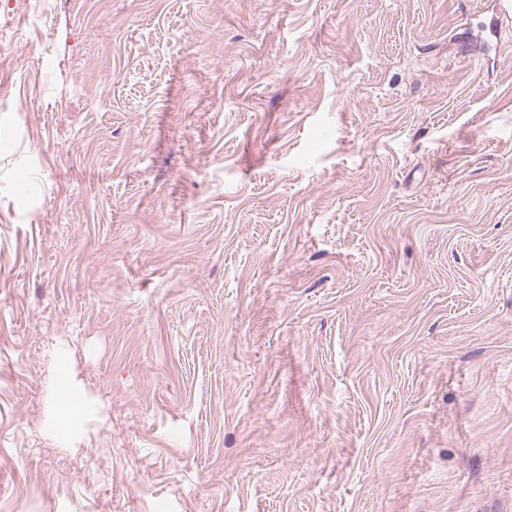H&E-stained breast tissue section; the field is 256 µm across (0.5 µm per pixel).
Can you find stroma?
<instances>
[{"label":"stroma","instance_id":"1","mask_svg":"<svg viewBox=\"0 0 512 512\" xmlns=\"http://www.w3.org/2000/svg\"><path fill=\"white\" fill-rule=\"evenodd\" d=\"M493 2L0 0V512H512ZM59 375L55 392V407L58 411V426L67 434L71 429L83 424L97 412L92 408L80 389L74 383L68 364L58 359Z\"/></svg>","mask_w":512,"mask_h":512}]
</instances>
